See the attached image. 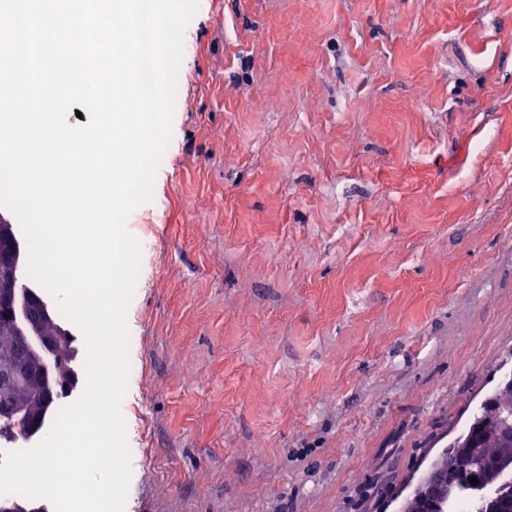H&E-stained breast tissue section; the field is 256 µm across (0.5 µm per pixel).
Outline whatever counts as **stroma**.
<instances>
[{
  "label": "stroma",
  "instance_id": "stroma-1",
  "mask_svg": "<svg viewBox=\"0 0 512 512\" xmlns=\"http://www.w3.org/2000/svg\"><path fill=\"white\" fill-rule=\"evenodd\" d=\"M177 85L125 512H394L512 356V0H199Z\"/></svg>",
  "mask_w": 512,
  "mask_h": 512
}]
</instances>
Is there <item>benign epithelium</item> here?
<instances>
[{
	"instance_id": "7a95c632",
	"label": "benign epithelium",
	"mask_w": 512,
	"mask_h": 512,
	"mask_svg": "<svg viewBox=\"0 0 512 512\" xmlns=\"http://www.w3.org/2000/svg\"><path fill=\"white\" fill-rule=\"evenodd\" d=\"M0 334L9 341V348L0 351V394L18 400L0 407V424L24 423L23 432L39 433V419L28 411L25 398L34 396L46 404L53 398L63 363L64 336L47 329L46 307L21 288H0ZM493 464L485 479L499 483L498 498L487 505L488 512H500L501 504L512 502V447L495 448ZM420 482L425 485L421 495L424 506L448 496V476L436 462L424 470Z\"/></svg>"
}]
</instances>
